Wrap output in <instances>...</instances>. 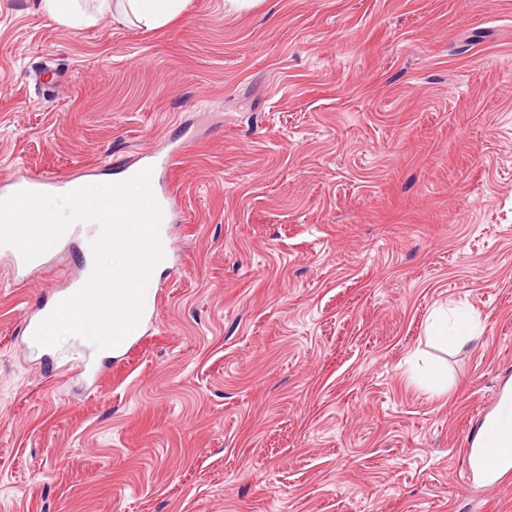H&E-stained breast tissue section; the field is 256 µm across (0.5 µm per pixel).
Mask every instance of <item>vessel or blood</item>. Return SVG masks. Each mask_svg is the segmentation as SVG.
I'll list each match as a JSON object with an SVG mask.
<instances>
[{"label":"vessel or blood","instance_id":"b4317fda","mask_svg":"<svg viewBox=\"0 0 512 512\" xmlns=\"http://www.w3.org/2000/svg\"><path fill=\"white\" fill-rule=\"evenodd\" d=\"M171 152H157L145 160L144 165L151 170L150 187L152 194L162 210L160 239L164 254H171L172 245L169 226L175 223L180 211L179 199L164 190L159 176L174 162ZM66 182L47 177H27L23 181H14L0 187V199L4 200L22 191H32L52 195L69 193ZM160 303L155 282H148L143 314L137 326L123 339V346L139 341L146 326L157 323ZM465 459L471 475L482 477L487 488L494 489L512 484V398L499 397L494 413L490 418L481 420L473 429L471 444L465 450Z\"/></svg>","mask_w":512,"mask_h":512}]
</instances>
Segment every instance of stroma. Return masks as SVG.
<instances>
[{"instance_id": "obj_1", "label": "stroma", "mask_w": 512, "mask_h": 512, "mask_svg": "<svg viewBox=\"0 0 512 512\" xmlns=\"http://www.w3.org/2000/svg\"><path fill=\"white\" fill-rule=\"evenodd\" d=\"M175 140L180 262L99 383L81 337L22 334L79 243L19 279L0 254V512H512L464 458L512 387V0L80 30L0 0V180L113 182ZM441 307L476 346L429 340Z\"/></svg>"}]
</instances>
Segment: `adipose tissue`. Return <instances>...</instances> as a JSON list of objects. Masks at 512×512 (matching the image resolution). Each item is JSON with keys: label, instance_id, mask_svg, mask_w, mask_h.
Returning <instances> with one entry per match:
<instances>
[{"label": "adipose tissue", "instance_id": "1", "mask_svg": "<svg viewBox=\"0 0 512 512\" xmlns=\"http://www.w3.org/2000/svg\"><path fill=\"white\" fill-rule=\"evenodd\" d=\"M186 0H41V7L57 23L72 29L95 25L107 18L130 21L154 29L168 24L183 11Z\"/></svg>", "mask_w": 512, "mask_h": 512}]
</instances>
